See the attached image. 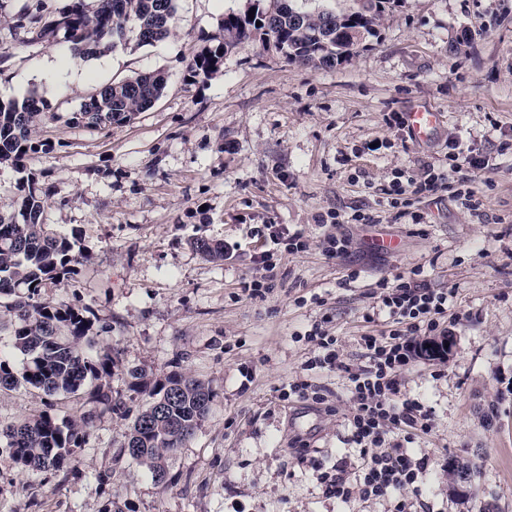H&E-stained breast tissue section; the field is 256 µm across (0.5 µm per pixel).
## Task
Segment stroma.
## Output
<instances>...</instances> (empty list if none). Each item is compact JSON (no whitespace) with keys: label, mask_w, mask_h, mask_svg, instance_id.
<instances>
[{"label":"stroma","mask_w":512,"mask_h":512,"mask_svg":"<svg viewBox=\"0 0 512 512\" xmlns=\"http://www.w3.org/2000/svg\"><path fill=\"white\" fill-rule=\"evenodd\" d=\"M67 3L0 0V102L34 93L53 115L34 134L42 150L22 168L0 165V214L18 210L15 186L33 180L44 223L77 233L87 261L39 299L91 309L96 347L116 360L112 395L130 413L146 400L131 389L140 377L189 372L209 381L213 401L162 485L121 455L116 415L96 420L69 471H27L0 448V512H100L110 497L123 512H388L385 500L326 497L316 478L315 465L357 451L343 381L308 369L307 333L321 324L361 366V336L387 328L364 320L378 281L413 271L450 291L439 330L455 342L448 360L418 359L402 374L434 411V431L412 443L433 462L423 499L434 512H512V0H396L334 67H301L252 41L206 78L190 66L223 45L225 14L268 0H177L165 40L83 59L15 25L21 12L48 19ZM156 70L165 92L131 122L69 123L101 86ZM423 106L441 122L417 143L394 121ZM453 141L489 160L470 174L478 210L451 187L391 197L398 180L448 170ZM274 227L302 232L306 250L274 245ZM381 235L398 248L373 247ZM330 236L348 239L341 257L326 256ZM200 237L223 244V259L197 254ZM255 279L264 295H251ZM298 379L328 388V401L282 399ZM87 409L81 393L0 389V421ZM452 464L475 470L470 496L450 493Z\"/></svg>","instance_id":"1"}]
</instances>
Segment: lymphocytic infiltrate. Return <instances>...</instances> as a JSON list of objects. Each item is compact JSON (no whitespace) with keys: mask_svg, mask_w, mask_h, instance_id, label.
<instances>
[{"mask_svg":"<svg viewBox=\"0 0 512 512\" xmlns=\"http://www.w3.org/2000/svg\"><path fill=\"white\" fill-rule=\"evenodd\" d=\"M376 306L389 320L388 333L361 336L364 364L352 368L336 337L313 326L308 337L318 353L309 365L342 378L348 393L347 426L350 443L359 450L360 463L348 471L340 462L317 478L327 496L347 502L353 498L392 500L393 512H430L423 505V484L429 472L428 456L390 440L402 428L429 434L435 427L432 410L401 388V374L417 351L419 335L437 330L448 312V292L412 275L382 279Z\"/></svg>","mask_w":512,"mask_h":512,"instance_id":"1","label":"lymphocytic infiltrate"}]
</instances>
